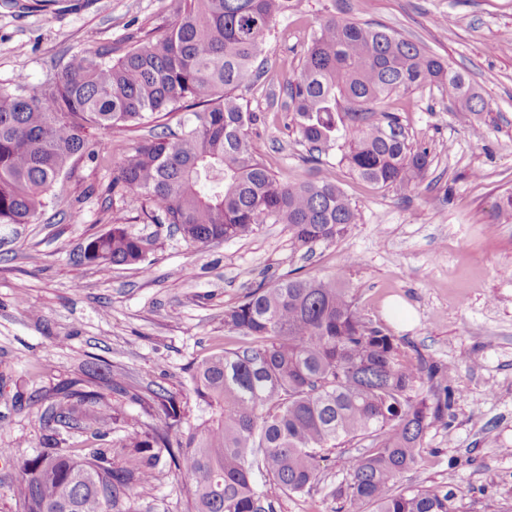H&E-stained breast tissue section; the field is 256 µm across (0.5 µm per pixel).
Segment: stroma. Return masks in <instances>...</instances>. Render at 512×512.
Returning <instances> with one entry per match:
<instances>
[{
    "instance_id": "obj_1",
    "label": "stroma",
    "mask_w": 512,
    "mask_h": 512,
    "mask_svg": "<svg viewBox=\"0 0 512 512\" xmlns=\"http://www.w3.org/2000/svg\"><path fill=\"white\" fill-rule=\"evenodd\" d=\"M170 0H60L42 10L0 6V85L54 80L76 52L124 50L172 20ZM388 27L421 43L469 80L484 98L464 112L438 87L393 95L389 106L410 143L427 148L418 189L380 188L341 164L340 137L320 163L292 113L272 105L300 65L303 46L328 12ZM269 69L239 89L264 115L253 144L281 181L336 179L358 210L340 237L308 246L287 225L266 223L242 240L194 244L168 225L144 223L142 198L106 201L112 165L145 128L102 135L97 162L62 177L39 224H0V512H20L21 467L51 440L39 420L61 386L89 365L109 366L118 387L90 381L116 410L114 434L143 435L165 420L154 404L172 395L183 429L207 419L191 374L205 357L242 344L224 312L254 288L285 276L335 277L353 289L360 313L395 336L403 359L454 365L455 399L426 430L418 464L399 486L453 490L458 512H512V0H300L268 41ZM77 221H69L71 211ZM149 241L150 274L133 266L100 272L81 254L112 223ZM369 440L332 450L306 494L269 482L260 491L275 512H335L330 492L347 459ZM133 512H191L190 489L174 472L138 489Z\"/></svg>"
}]
</instances>
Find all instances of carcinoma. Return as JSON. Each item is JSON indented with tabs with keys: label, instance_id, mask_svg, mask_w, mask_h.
<instances>
[{
	"label": "carcinoma",
	"instance_id": "cac0c4a2",
	"mask_svg": "<svg viewBox=\"0 0 512 512\" xmlns=\"http://www.w3.org/2000/svg\"><path fill=\"white\" fill-rule=\"evenodd\" d=\"M299 0H173V20L118 58L103 48L72 55L46 87L0 86V224H34L77 161L95 159L97 140L172 112L193 119L161 131L113 168L112 194H134L143 219L172 225L187 242L252 236L271 220L301 245L332 240L357 223L335 180L281 183L254 150L249 130L263 116L237 95L264 76L266 39ZM439 85L468 112L484 99L439 57L381 26L325 17L303 50L298 74L283 88L298 133L317 162L336 143L342 115L351 140L341 162L380 187L417 188L427 149L408 143L399 118L375 106L397 93ZM148 243L124 224L88 242L84 260L103 268L144 266ZM224 326L250 339L201 361L192 375L210 409L197 428L171 441L179 420L171 396L156 394L169 423L143 436L113 439L114 411L72 381L45 409L53 447L26 463L21 512H130L134 492L174 470L193 493L192 512H274L257 477L303 494L317 480V458L343 440L372 438L348 460V477L331 496L346 512H457L452 493L400 489L431 420L452 392L431 403L423 379H453L454 368L401 361L394 339L358 311L334 277H293L258 287L224 311ZM85 421L94 444L77 456L60 429Z\"/></svg>",
	"mask_w": 512,
	"mask_h": 512
}]
</instances>
